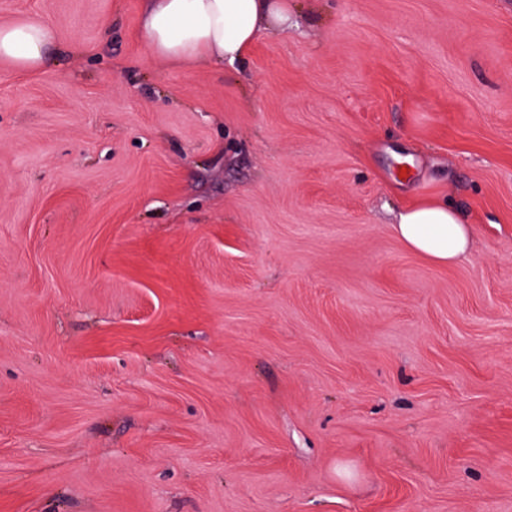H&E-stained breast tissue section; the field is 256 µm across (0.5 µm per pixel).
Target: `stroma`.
I'll return each mask as SVG.
<instances>
[{
  "mask_svg": "<svg viewBox=\"0 0 512 512\" xmlns=\"http://www.w3.org/2000/svg\"><path fill=\"white\" fill-rule=\"evenodd\" d=\"M143 0L0 64V512H512V0H293L235 66ZM447 199L469 257L393 231Z\"/></svg>",
  "mask_w": 512,
  "mask_h": 512,
  "instance_id": "35a3bbf8",
  "label": "stroma"
}]
</instances>
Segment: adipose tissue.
<instances>
[{"instance_id": "ef3b65f1", "label": "adipose tissue", "mask_w": 512, "mask_h": 512, "mask_svg": "<svg viewBox=\"0 0 512 512\" xmlns=\"http://www.w3.org/2000/svg\"><path fill=\"white\" fill-rule=\"evenodd\" d=\"M288 20V0H146L140 27L162 62L221 67L242 61L262 33L287 30ZM54 43L45 20L0 26V63L37 72ZM393 229L408 249L441 266L458 264L470 253V227L445 201L403 208Z\"/></svg>"}]
</instances>
